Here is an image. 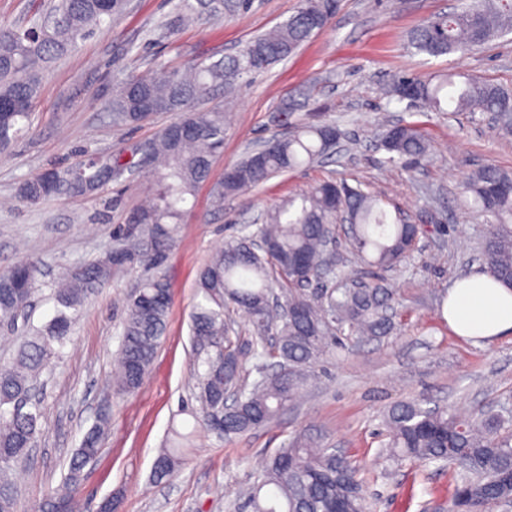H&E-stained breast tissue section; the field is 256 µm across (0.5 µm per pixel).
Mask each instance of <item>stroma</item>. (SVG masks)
Masks as SVG:
<instances>
[{
	"label": "stroma",
	"mask_w": 512,
	"mask_h": 512,
	"mask_svg": "<svg viewBox=\"0 0 512 512\" xmlns=\"http://www.w3.org/2000/svg\"><path fill=\"white\" fill-rule=\"evenodd\" d=\"M456 0H341L330 26L265 74L240 82L224 103V147L211 177L197 186L187 224L165 265L173 302L165 337L140 388L113 394L111 372L120 353L123 307L146 272L117 271L78 317L71 338L40 377L43 433L13 473L18 512L33 506L68 472L71 456L98 421L108 426L97 456L84 468L80 496L87 512L113 499L117 512H227L265 460L296 433L348 456L358 467L370 512H443L452 472L438 463H393L379 456L387 409L418 398L451 411L494 414L512 408V338L480 345L457 337L444 317L453 283L482 271L477 247L489 217L473 212L463 183L473 170L494 164L512 171V138L498 136L486 116L429 112L388 99L395 75L428 76L458 70L512 87V35L466 56L433 58L408 44L425 19L447 13ZM299 0H254L245 12L161 34L172 0H128L111 30L80 41L44 72L32 127L0 157V270L30 259L41 273L27 316L0 336L30 335L54 315L52 281L60 267L98 258L113 245L112 231L154 197L155 178L144 170L96 195L18 200L20 185L53 166L75 162L82 151L104 152L155 138L172 116L161 112L118 127L101 108L116 79L164 65L184 67L230 55L249 39L293 15ZM306 89V112L334 122L336 154L311 167L270 179L246 197L213 202L227 166L280 129L286 92ZM417 123L432 158L410 170L389 162L378 120ZM343 180L382 196L389 215L427 232L403 267L385 272L395 297L397 329L381 340L350 343L317 365L318 377L278 419L230 440L201 433L184 462L162 483L152 481L170 427H191L181 407L194 401L196 351L191 312L197 277L225 239L253 224L290 195L322 180Z\"/></svg>",
	"instance_id": "obj_1"
}]
</instances>
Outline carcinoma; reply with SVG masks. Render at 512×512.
I'll return each instance as SVG.
<instances>
[{
    "label": "carcinoma",
    "mask_w": 512,
    "mask_h": 512,
    "mask_svg": "<svg viewBox=\"0 0 512 512\" xmlns=\"http://www.w3.org/2000/svg\"><path fill=\"white\" fill-rule=\"evenodd\" d=\"M125 0H57L52 11L29 26L0 27V153H7L30 122L42 73L55 57L112 25ZM339 7L336 0H300L286 21L248 41L236 55L184 69L129 73L106 103L117 126L137 125L156 112L173 121L125 160L118 153H98L73 165L53 167L29 178L19 198L36 204L53 197H84L125 174L150 167L156 175L153 203L134 212L113 230L112 256L65 269L55 288L51 320L18 348L14 361L0 367V512H17L12 471L29 455L41 432L42 412L34 399L37 379L56 348L69 338L72 324L91 293L112 272L134 265L148 271L126 303L120 361L112 391L134 393L153 363L165 332L172 297L164 265L180 225L187 222L189 196L207 180L224 144V106L199 104L218 92H232L236 81L268 71L293 55L314 34L327 28ZM251 8L250 0H177L174 15L161 29L188 21L232 16ZM318 18L322 26L314 28ZM512 32V0H462L446 14L418 26L410 35L417 51L439 57L465 54ZM448 73L431 78L399 75L385 95L404 100L412 86L428 110L481 112L495 130L512 137V88L481 77L462 81ZM448 108H443L442 104ZM269 140L261 160L252 150L225 170L215 203L243 195L271 178L306 167L330 155L336 140L328 121L296 119ZM381 146L388 161L407 167L430 159L424 130L414 124L384 128ZM466 192L478 213L494 218L480 242V254L494 277L512 288V172L494 164L470 174ZM349 218L348 241L363 266L389 271L400 266L426 233L421 225L390 220L381 200L358 187L332 180L284 201L268 211L255 231L224 241L201 269L199 300L192 312L197 352L198 405L188 432L171 431L173 446L158 454L153 481L169 478L183 461L200 421L230 440L266 426L288 410L312 378L313 367L342 341L390 335L393 292L381 282L363 280L364 271L346 272L327 261L324 238L338 213ZM38 283V267L22 260L0 273V325L10 326L27 307ZM252 326L251 339L230 336L233 311ZM254 363L240 364L242 351ZM106 419L82 439L70 459L62 484L38 504L37 512H80L78 486L89 451H98ZM382 455L390 461L413 460L454 466L448 512H495L512 505V420H487L474 413H450L422 406L418 400L392 406L385 418ZM234 512H368L360 493L359 470L352 460L296 435L270 455Z\"/></svg>",
    "instance_id": "cac0c4a2"
}]
</instances>
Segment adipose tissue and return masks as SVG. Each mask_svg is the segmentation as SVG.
Wrapping results in <instances>:
<instances>
[{
  "label": "adipose tissue",
  "mask_w": 512,
  "mask_h": 512,
  "mask_svg": "<svg viewBox=\"0 0 512 512\" xmlns=\"http://www.w3.org/2000/svg\"><path fill=\"white\" fill-rule=\"evenodd\" d=\"M445 317L457 336L492 342L512 334V288L481 272L456 281Z\"/></svg>",
  "instance_id": "1"
}]
</instances>
